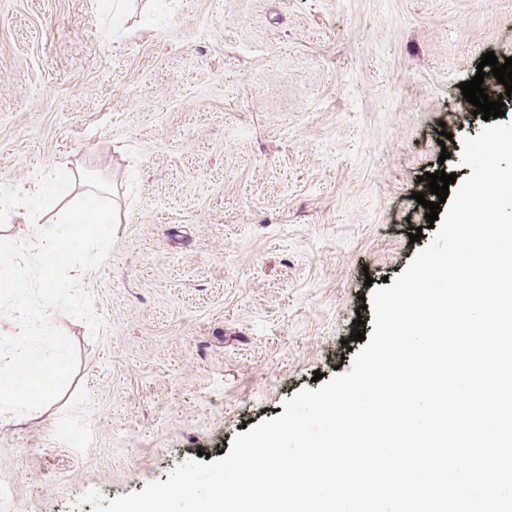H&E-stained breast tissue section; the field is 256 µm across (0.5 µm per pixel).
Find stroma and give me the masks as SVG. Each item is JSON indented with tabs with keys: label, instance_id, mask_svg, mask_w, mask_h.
<instances>
[{
	"label": "stroma",
	"instance_id": "obj_1",
	"mask_svg": "<svg viewBox=\"0 0 512 512\" xmlns=\"http://www.w3.org/2000/svg\"><path fill=\"white\" fill-rule=\"evenodd\" d=\"M512 57V0H0V233L42 226L103 175L118 219L53 312L78 365L61 398L0 416V489L74 512L229 453L373 332L361 297L434 234L414 195L439 130L474 137L460 83ZM421 226L419 242L404 227Z\"/></svg>",
	"mask_w": 512,
	"mask_h": 512
}]
</instances>
